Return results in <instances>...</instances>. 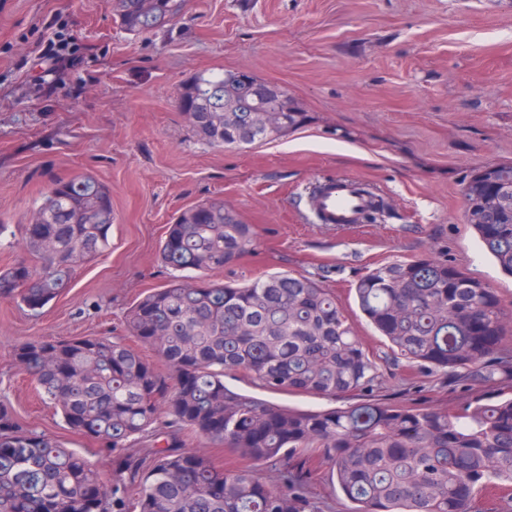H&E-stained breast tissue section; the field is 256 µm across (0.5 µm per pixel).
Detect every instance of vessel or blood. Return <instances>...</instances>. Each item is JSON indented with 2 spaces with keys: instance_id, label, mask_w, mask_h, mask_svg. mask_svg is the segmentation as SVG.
Returning a JSON list of instances; mask_svg holds the SVG:
<instances>
[{
  "instance_id": "obj_1",
  "label": "vessel or blood",
  "mask_w": 512,
  "mask_h": 512,
  "mask_svg": "<svg viewBox=\"0 0 512 512\" xmlns=\"http://www.w3.org/2000/svg\"><path fill=\"white\" fill-rule=\"evenodd\" d=\"M319 191L315 197L314 216L318 223L348 226L357 223L367 205L357 193L355 181L345 176L318 179Z\"/></svg>"
}]
</instances>
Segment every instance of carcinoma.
<instances>
[{"mask_svg":"<svg viewBox=\"0 0 512 512\" xmlns=\"http://www.w3.org/2000/svg\"><path fill=\"white\" fill-rule=\"evenodd\" d=\"M182 0H113L126 31L173 19ZM280 135L305 114L281 89ZM179 107L201 140L226 147L276 135L250 113L224 112V74L198 75ZM494 196L487 209L479 201ZM466 220L512 277V164L464 181ZM38 264L0 270V297L40 313L69 288L77 264L110 246L112 194L93 176L58 180L22 225ZM219 199L190 207L160 245L175 271L236 263L255 243ZM358 307L392 353L421 369L467 370L488 390L456 408L377 398L380 377L336 296L306 276L273 274L244 286L173 279L127 311L129 334L148 356L105 336L40 339L14 351L67 427L112 449L110 477L45 433L22 427L0 403V512H322L297 458L319 455L348 512H512V317L498 291L428 254L380 265L354 284ZM240 374L269 391L346 406L298 410L230 389ZM165 430L163 446L132 443ZM233 451L224 469L185 448L182 432Z\"/></svg>","mask_w":512,"mask_h":512,"instance_id":"carcinoma-1","label":"carcinoma"}]
</instances>
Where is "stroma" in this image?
I'll return each mask as SVG.
<instances>
[{
    "label": "stroma",
    "mask_w": 512,
    "mask_h": 512,
    "mask_svg": "<svg viewBox=\"0 0 512 512\" xmlns=\"http://www.w3.org/2000/svg\"><path fill=\"white\" fill-rule=\"evenodd\" d=\"M61 29L83 59L50 72L41 49ZM212 71L280 86L305 121L242 148L199 140L177 98ZM508 163L512 0H186L175 20L136 35L121 28L112 0H0V224L17 232L53 181L81 173L110 188L114 214L110 249L40 315L0 299V402L109 474L111 450L41 404L12 350L41 338L128 340V308L175 275L159 257L166 224L219 198L254 225L257 242L209 280L314 279L376 361L379 397L455 408L472 387L395 358L351 288L369 269L430 252L496 288L512 310V278L482 250L462 195L473 171ZM330 175L377 185L393 219L308 222L304 189ZM225 383L293 408L330 405L242 376Z\"/></svg>",
    "instance_id": "35a3bbf8"
}]
</instances>
